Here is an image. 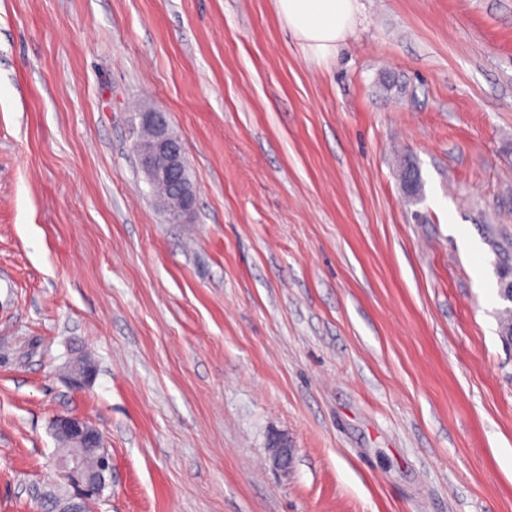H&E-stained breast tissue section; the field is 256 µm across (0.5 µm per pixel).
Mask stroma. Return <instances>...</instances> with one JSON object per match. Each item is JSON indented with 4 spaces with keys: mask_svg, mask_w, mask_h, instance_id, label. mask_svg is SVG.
<instances>
[{
    "mask_svg": "<svg viewBox=\"0 0 512 512\" xmlns=\"http://www.w3.org/2000/svg\"><path fill=\"white\" fill-rule=\"evenodd\" d=\"M358 4L319 63L275 0H0V512L60 415L91 512H512V0ZM141 134L133 143L141 169L150 185L172 182L179 205L172 209L165 196L156 197V205L168 214L171 224H184L197 200V188L180 139L174 136L165 113L160 110L140 112ZM54 434L63 436L81 453L69 458L52 459V478L34 489V496L49 512H86L107 486L112 471V458L104 448L99 430L88 421L75 416H57L52 421ZM73 448H59L60 455H68ZM86 453L97 454V467L85 465ZM61 502L64 505H61Z\"/></svg>",
    "mask_w": 512,
    "mask_h": 512,
    "instance_id": "35a3bbf8",
    "label": "stroma"
}]
</instances>
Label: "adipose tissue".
<instances>
[{"instance_id":"1","label":"adipose tissue","mask_w":512,"mask_h":512,"mask_svg":"<svg viewBox=\"0 0 512 512\" xmlns=\"http://www.w3.org/2000/svg\"><path fill=\"white\" fill-rule=\"evenodd\" d=\"M277 12L316 60L326 59L355 22L356 0H276Z\"/></svg>"}]
</instances>
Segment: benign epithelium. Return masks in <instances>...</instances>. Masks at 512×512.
I'll return each mask as SVG.
<instances>
[{"mask_svg": "<svg viewBox=\"0 0 512 512\" xmlns=\"http://www.w3.org/2000/svg\"><path fill=\"white\" fill-rule=\"evenodd\" d=\"M141 134L133 143L141 169L149 184L169 181L175 185L179 205L172 208L165 196L156 197V205L168 214L171 224H182L193 210L197 188L180 139L174 136L165 113L149 110L139 113ZM54 433L63 436L80 453L69 458L52 459V477L34 489V496L48 512H87L107 486L112 471L109 450L103 447L99 430L88 421L75 416H58L52 421ZM274 461L288 470L294 449L288 441L275 438L270 443ZM97 454V467L88 468L85 456Z\"/></svg>", "mask_w": 512, "mask_h": 512, "instance_id": "1", "label": "benign epithelium"}]
</instances>
